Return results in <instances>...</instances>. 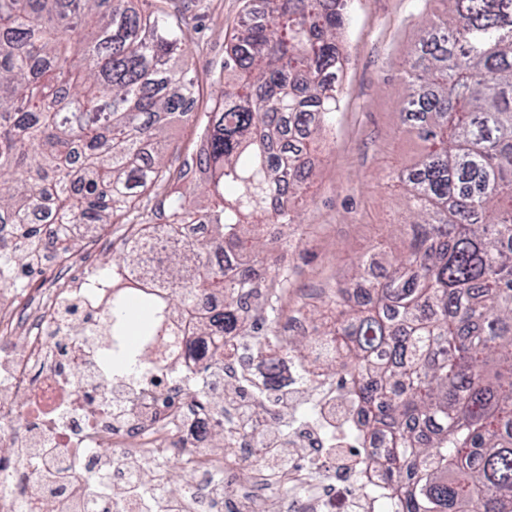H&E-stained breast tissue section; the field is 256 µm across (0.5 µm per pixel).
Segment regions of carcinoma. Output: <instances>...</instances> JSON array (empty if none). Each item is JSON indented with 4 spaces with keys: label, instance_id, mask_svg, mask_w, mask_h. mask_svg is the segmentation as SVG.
<instances>
[{
    "label": "carcinoma",
    "instance_id": "1",
    "mask_svg": "<svg viewBox=\"0 0 512 512\" xmlns=\"http://www.w3.org/2000/svg\"><path fill=\"white\" fill-rule=\"evenodd\" d=\"M137 0H0V268L33 272L41 224H127L108 324L148 344L203 297L224 309L195 325L226 336L277 335L280 302L237 317L252 273L281 290L288 269L243 236L246 224H295L292 199L312 173L309 144L338 109L344 0H264L224 48L213 104L186 107L199 76L186 25ZM405 67L400 120L422 147L389 173L405 179L411 235L384 280L352 304L341 287L336 374L367 426L389 432L382 464L400 512H512V0H446ZM206 138L200 211L169 167V123ZM170 191L164 222L134 224L145 193ZM180 224L217 237L185 244ZM316 340L288 352L314 356ZM385 351L371 369L366 357Z\"/></svg>",
    "mask_w": 512,
    "mask_h": 512
}]
</instances>
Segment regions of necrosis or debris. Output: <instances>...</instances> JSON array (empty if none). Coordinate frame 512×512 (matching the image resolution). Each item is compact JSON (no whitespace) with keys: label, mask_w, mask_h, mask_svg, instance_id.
Here are the masks:
<instances>
[{"label":"necrosis or debris","mask_w":512,"mask_h":512,"mask_svg":"<svg viewBox=\"0 0 512 512\" xmlns=\"http://www.w3.org/2000/svg\"><path fill=\"white\" fill-rule=\"evenodd\" d=\"M106 234L78 241L58 225L41 227L30 262L47 276L37 287L0 273V512H398L383 469L369 451L382 431H363L351 384L302 365L288 351L312 327L305 309L289 311L278 336H228L224 373L207 388L223 409L203 405L193 379L213 361V339L190 331L145 346L143 365L106 380L99 373L112 339L103 321L112 284L101 279ZM281 352L268 383L269 350ZM223 433L226 457L207 449ZM298 450L305 463L272 472L271 444ZM181 458L171 501L142 489L144 473L168 481L156 458ZM223 469V482L213 473ZM256 473L236 483L238 471Z\"/></svg>","instance_id":"4bbe7bcc"}]
</instances>
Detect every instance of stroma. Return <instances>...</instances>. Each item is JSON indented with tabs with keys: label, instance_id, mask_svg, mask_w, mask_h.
<instances>
[{
	"label": "stroma",
	"instance_id": "35a3bbf8",
	"mask_svg": "<svg viewBox=\"0 0 512 512\" xmlns=\"http://www.w3.org/2000/svg\"><path fill=\"white\" fill-rule=\"evenodd\" d=\"M167 9L188 24L189 66L205 78L218 74L243 0H169ZM444 9L442 0H352L339 35L345 58L339 108L312 148L300 222L290 233L262 227L276 253L291 255L283 305L349 281L370 252L378 271H387L391 252L401 250L404 236L395 226L408 199L388 189L387 174L413 163L420 151L399 120L404 67L422 21Z\"/></svg>",
	"mask_w": 512,
	"mask_h": 512
}]
</instances>
